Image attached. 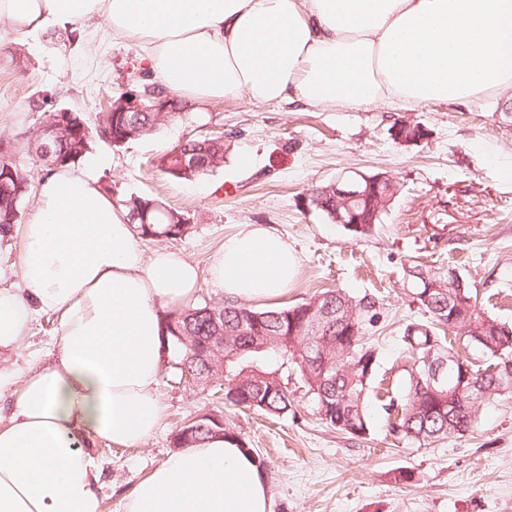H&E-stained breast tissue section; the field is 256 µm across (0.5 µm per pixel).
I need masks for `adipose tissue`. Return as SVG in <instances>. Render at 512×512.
Here are the masks:
<instances>
[{"label":"adipose tissue","mask_w":512,"mask_h":512,"mask_svg":"<svg viewBox=\"0 0 512 512\" xmlns=\"http://www.w3.org/2000/svg\"><path fill=\"white\" fill-rule=\"evenodd\" d=\"M0 19L31 37L97 21L140 46L162 87L198 101L418 106L512 92V0H0ZM15 232L0 355L41 314H59L60 329L46 363L0 367V512H101L92 448L158 430L160 309L187 305L198 271L180 253L145 252L89 172L42 177ZM297 270L286 240L250 224L225 237L209 277L227 297L266 301ZM125 512H271V500L257 459L213 438L169 455Z\"/></svg>","instance_id":"ef3b65f1"}]
</instances>
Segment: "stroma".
<instances>
[{
  "instance_id": "35a3bbf8",
  "label": "stroma",
  "mask_w": 512,
  "mask_h": 512,
  "mask_svg": "<svg viewBox=\"0 0 512 512\" xmlns=\"http://www.w3.org/2000/svg\"><path fill=\"white\" fill-rule=\"evenodd\" d=\"M146 80L139 46L94 23L14 37L0 49V137L14 143L15 163L39 181L49 167L34 138L48 112L69 108L91 118L106 93L136 91ZM505 110L490 99L404 110L243 96L193 103L184 118L121 147L96 141L97 176L113 195L155 197L189 218L186 237L142 246L185 254L203 276L198 302L223 303V291L206 278L212 259L226 236L257 224L286 239L300 267L285 293L254 309L299 304L327 288L379 303L369 435L353 438L319 420L294 376L288 415L233 411L214 387L181 381L168 355L158 385L165 418L156 436L94 450L102 512H124L135 485L174 452L176 431L208 412L223 416L259 460L272 512H512V393L483 402L463 436L427 446L392 434L385 410L403 394L412 367L400 330L423 317L408 291L412 261L455 267L478 309L512 324V118ZM404 115L424 125L427 139L393 140L390 127ZM213 135L223 136L226 152L208 175L174 181L151 164L182 140ZM346 170L385 172L399 186L370 237L352 236L308 203L314 187ZM59 323L51 313L38 318L17 357L21 365L45 363Z\"/></svg>"
}]
</instances>
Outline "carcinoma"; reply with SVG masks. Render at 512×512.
Here are the masks:
<instances>
[{
    "label": "carcinoma",
    "instance_id": "obj_1",
    "mask_svg": "<svg viewBox=\"0 0 512 512\" xmlns=\"http://www.w3.org/2000/svg\"><path fill=\"white\" fill-rule=\"evenodd\" d=\"M182 117L180 112H110L95 113L94 122L82 131L70 116L58 111L49 113L64 126L57 149L61 156L83 158L96 140L114 147L152 134L161 126ZM186 151L200 161L196 177H201L224 163V154L207 144L205 139L187 141ZM12 145L0 141V237L12 236L21 209L29 197V175L11 160ZM168 178L179 180L175 173L177 157L166 152L156 161ZM399 191L397 183L380 188L382 199H372L354 206L359 227L351 230L358 238L371 236L382 222L392 200ZM127 212L129 222L142 238L172 239L184 237L188 224L174 223L182 213L169 209L157 199L130 194L116 199ZM310 203L328 221H334L336 191L327 183L312 191ZM455 268L410 267L409 292L412 301L428 315L426 321L405 325L402 341L414 359L408 371L403 398L389 403L395 420L390 431L421 445L457 438L473 427L478 408H465L456 403L452 390L460 384L473 385V391L488 399L502 392L501 370L505 361L512 362V334L499 330L502 321L476 309L468 283H455ZM330 316L332 326L327 349L328 366L305 372L303 353L313 332L292 317L305 307ZM377 301L364 295L352 297L342 290L322 291L293 306L274 310H255L233 300L221 305L199 304L169 315L166 321L168 339L174 353V365L188 370L198 385L206 386L224 379V400L233 407L284 416L292 410L293 398L288 389V371L300 373L303 388L316 406L321 421L352 437L370 432L368 398L376 381L378 351L368 336L378 321ZM295 333H290V330ZM448 334L459 336L467 344L494 359L485 369H474L453 347L446 344ZM455 360V372L445 371L443 383L429 389L430 368L443 359ZM183 438L187 448L216 437L219 429L211 420ZM226 439H238L229 425H224Z\"/></svg>",
    "mask_w": 512,
    "mask_h": 512
}]
</instances>
